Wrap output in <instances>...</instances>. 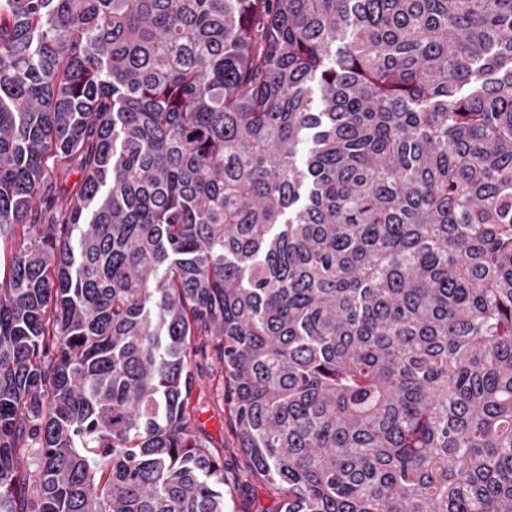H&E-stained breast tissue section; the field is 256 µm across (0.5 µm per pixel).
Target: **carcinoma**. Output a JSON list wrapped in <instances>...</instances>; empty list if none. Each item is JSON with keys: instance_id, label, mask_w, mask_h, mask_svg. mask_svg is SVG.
<instances>
[{"instance_id": "carcinoma-1", "label": "carcinoma", "mask_w": 512, "mask_h": 512, "mask_svg": "<svg viewBox=\"0 0 512 512\" xmlns=\"http://www.w3.org/2000/svg\"><path fill=\"white\" fill-rule=\"evenodd\" d=\"M195 336L274 512H512V0H0V512H226Z\"/></svg>"}]
</instances>
